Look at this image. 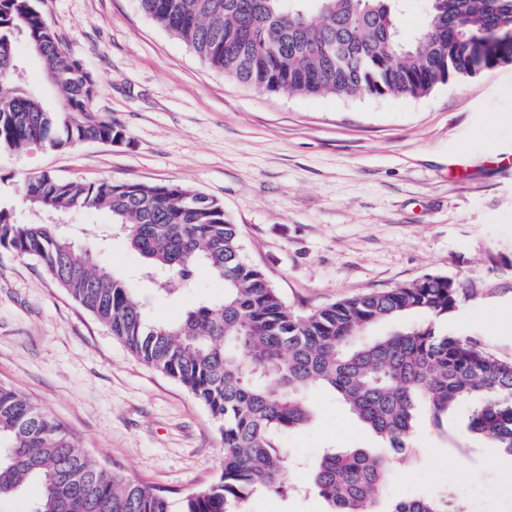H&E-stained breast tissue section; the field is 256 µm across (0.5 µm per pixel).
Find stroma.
<instances>
[{
    "mask_svg": "<svg viewBox=\"0 0 512 512\" xmlns=\"http://www.w3.org/2000/svg\"><path fill=\"white\" fill-rule=\"evenodd\" d=\"M67 51L98 83L96 106L124 128L118 145L0 152V197L18 200L42 171L65 179L178 182L221 202L246 258L294 310L307 312L427 275L467 292L441 324L512 357V63L416 99L262 93L203 62L138 0H39ZM104 209L71 212L62 234L98 268L126 277L156 321L218 303L200 272L158 299L143 259ZM0 381L49 409L97 464L172 499L213 481L218 425L176 381L135 358L29 257L0 248ZM314 421L286 433L294 458L372 448L334 396L314 392ZM390 498L451 484L469 512H512V459L423 425ZM249 512H326L316 495H256Z\"/></svg>",
    "mask_w": 512,
    "mask_h": 512,
    "instance_id": "obj_1",
    "label": "stroma"
}]
</instances>
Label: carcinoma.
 Returning a JSON list of instances; mask_svg holds the SVG:
<instances>
[{
  "instance_id": "obj_1",
  "label": "carcinoma",
  "mask_w": 512,
  "mask_h": 512,
  "mask_svg": "<svg viewBox=\"0 0 512 512\" xmlns=\"http://www.w3.org/2000/svg\"><path fill=\"white\" fill-rule=\"evenodd\" d=\"M140 9L212 68L267 93L420 98L437 85L512 61L483 37L512 32V0H425L421 27L405 36L404 0H139ZM45 69L48 98L22 79L15 44ZM93 75L74 59L37 0H0V150L40 144L69 151L121 143L123 127L95 106ZM29 210L46 216L106 208L118 236L146 262L159 295L206 270L224 299L177 322L146 319L125 278L96 268L55 225L29 222L0 201V247L38 261L114 338L179 382L219 425L221 474L179 505L120 469L78 450L47 408L0 382V497L37 489L32 512H248L256 494L296 490L278 438L314 416L307 397L335 396L379 439L373 449L325 450L309 488L329 512H381V492L415 452L423 419L437 428L467 407L463 436L512 457V358L436 321L465 296L428 275L348 296L307 314L292 310L243 253L238 225L219 201L180 183L148 184L29 176ZM416 321L384 336L378 324ZM388 512H468L457 488L391 502Z\"/></svg>"
}]
</instances>
